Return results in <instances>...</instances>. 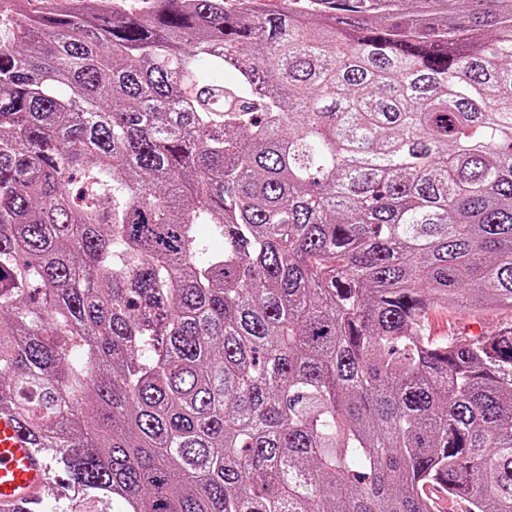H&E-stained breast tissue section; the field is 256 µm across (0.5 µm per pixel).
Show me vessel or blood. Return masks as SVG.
Masks as SVG:
<instances>
[{"instance_id": "b4317fda", "label": "vessel or blood", "mask_w": 512, "mask_h": 512, "mask_svg": "<svg viewBox=\"0 0 512 512\" xmlns=\"http://www.w3.org/2000/svg\"><path fill=\"white\" fill-rule=\"evenodd\" d=\"M50 468L11 415L0 414V512H44Z\"/></svg>"}]
</instances>
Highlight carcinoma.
<instances>
[{
  "instance_id": "1",
  "label": "carcinoma",
  "mask_w": 512,
  "mask_h": 512,
  "mask_svg": "<svg viewBox=\"0 0 512 512\" xmlns=\"http://www.w3.org/2000/svg\"><path fill=\"white\" fill-rule=\"evenodd\" d=\"M14 0L0 411L130 512H512V0ZM231 71L234 79L224 80ZM512 323L509 312H473L464 309L435 308L428 315L426 332L431 337L467 336L477 332L481 324L485 330L494 331ZM427 496L434 502L436 511L441 512H466L468 505L466 502L459 500H452L448 498V494L442 492L435 486L426 488ZM435 511V512H436Z\"/></svg>"
}]
</instances>
